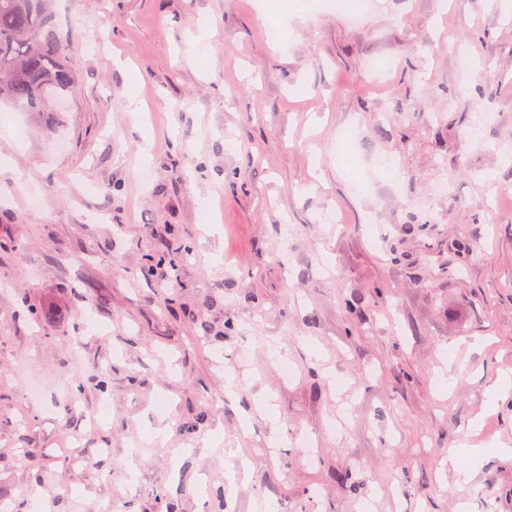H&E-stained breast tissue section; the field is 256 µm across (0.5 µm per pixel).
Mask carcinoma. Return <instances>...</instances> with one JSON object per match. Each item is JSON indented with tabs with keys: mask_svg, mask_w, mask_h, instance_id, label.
<instances>
[{
	"mask_svg": "<svg viewBox=\"0 0 512 512\" xmlns=\"http://www.w3.org/2000/svg\"><path fill=\"white\" fill-rule=\"evenodd\" d=\"M50 0H0V103L53 112L76 84Z\"/></svg>",
	"mask_w": 512,
	"mask_h": 512,
	"instance_id": "carcinoma-1",
	"label": "carcinoma"
}]
</instances>
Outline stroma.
Wrapping results in <instances>:
<instances>
[{"instance_id": "obj_1", "label": "stroma", "mask_w": 512, "mask_h": 512, "mask_svg": "<svg viewBox=\"0 0 512 512\" xmlns=\"http://www.w3.org/2000/svg\"><path fill=\"white\" fill-rule=\"evenodd\" d=\"M266 4L54 0L71 97L0 105V493L512 512V0L291 13L284 45ZM484 454L483 448H448V465L454 469L464 480H468L471 473V465L479 460ZM466 458L467 463L463 464L462 459Z\"/></svg>"}]
</instances>
